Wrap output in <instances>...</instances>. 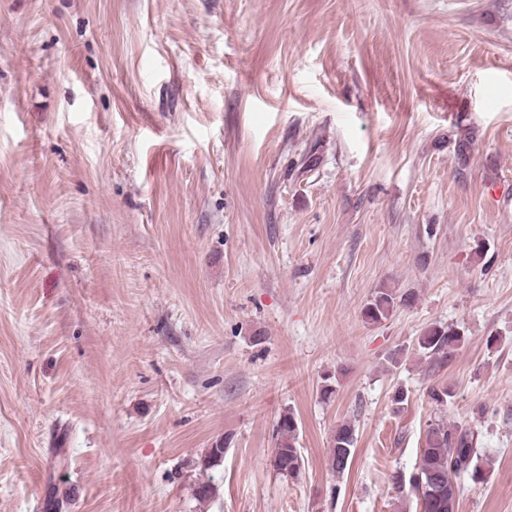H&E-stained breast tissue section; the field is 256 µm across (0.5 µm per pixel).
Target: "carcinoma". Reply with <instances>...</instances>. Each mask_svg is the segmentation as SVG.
Here are the masks:
<instances>
[{
  "label": "carcinoma",
  "mask_w": 512,
  "mask_h": 512,
  "mask_svg": "<svg viewBox=\"0 0 512 512\" xmlns=\"http://www.w3.org/2000/svg\"><path fill=\"white\" fill-rule=\"evenodd\" d=\"M395 304L394 295L386 290L376 292L366 305L364 315L373 322L388 318ZM465 343V336L452 325L434 324L418 338L419 351L433 368L448 363L452 354ZM427 396L438 405H445L455 397L454 388L445 383L427 387ZM299 423L295 414L285 411L275 424V448L271 463L280 474L296 478L303 469V457L297 447ZM330 454L332 468L339 474L352 463L356 429L350 422L336 427ZM481 433L469 424H450L439 418L426 429L424 446L416 461L415 470L421 472L429 490L424 492L428 507L425 512H454L456 483L453 478L466 475L475 483L484 481L486 465L481 461L479 447Z\"/></svg>",
  "instance_id": "obj_1"
}]
</instances>
